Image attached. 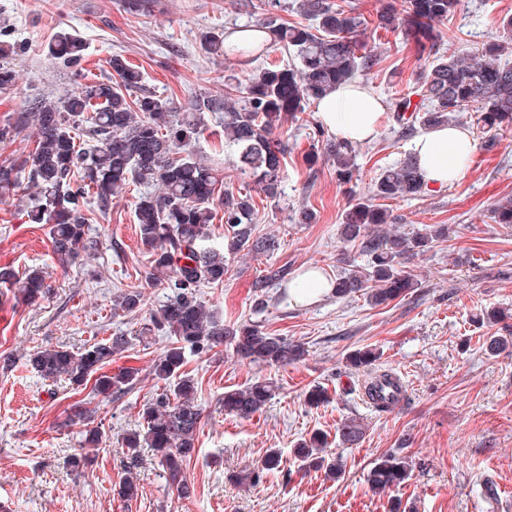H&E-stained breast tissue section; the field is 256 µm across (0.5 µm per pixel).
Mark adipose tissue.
<instances>
[{
  "mask_svg": "<svg viewBox=\"0 0 512 512\" xmlns=\"http://www.w3.org/2000/svg\"><path fill=\"white\" fill-rule=\"evenodd\" d=\"M386 104L366 86L349 83L317 102L321 125L338 140L351 144L373 140L379 130ZM476 144L468 129L451 124L425 130L416 136L413 153L427 185L445 187L467 173ZM322 271L307 266L291 282L288 294L293 305L306 307L332 293Z\"/></svg>",
  "mask_w": 512,
  "mask_h": 512,
  "instance_id": "obj_1",
  "label": "adipose tissue"
}]
</instances>
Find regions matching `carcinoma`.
<instances>
[{"instance_id": "carcinoma-1", "label": "carcinoma", "mask_w": 512, "mask_h": 512, "mask_svg": "<svg viewBox=\"0 0 512 512\" xmlns=\"http://www.w3.org/2000/svg\"><path fill=\"white\" fill-rule=\"evenodd\" d=\"M459 0H401V7L384 3L377 13V28L400 33L416 56L428 53L433 61L409 88L393 99L392 112L400 132L408 136L419 125L425 129L449 123L451 115L468 108L478 112L477 125L487 131L512 126V64L500 60L504 44L512 41V18L502 21L503 36L482 45L476 60L469 62L454 53L440 52L443 36L433 23L454 14ZM268 7L293 10L307 23H290L279 15L257 20L237 29L236 42L213 33L204 38L205 50L217 56L249 64L280 45L293 52L289 64L269 63L245 79L242 95L199 98L183 111L143 85V75L118 56L110 66L118 80L87 81L82 62L84 45L76 36L59 33L48 46L49 55L75 76L74 89L57 98H35L15 121L0 124V142H10L30 129L35 149L21 160L0 163V194H15L30 188L39 199L25 208L28 222L48 226L52 252L68 264L83 253L98 249L89 234L86 195L92 194L100 211L109 210L112 196L131 182L156 185L159 193L138 197L135 215L140 240L151 254V268L169 272L164 288L165 304L151 314L152 329L173 338L155 360V379L167 387L148 400L141 410L143 430L122 437L126 449V477L118 495L128 500L138 494V470L143 467L141 449L153 452L154 462L175 485L179 497L194 493L183 476L195 452L203 412L194 402L193 380L180 373L185 352L202 353L222 344L253 363L285 366L304 359L303 343L273 336L254 323H222L198 298L204 284L224 282V255L242 251L263 254L275 249V240L254 235L255 205L252 195L223 187L218 170L194 153L193 146L205 126L208 112L219 115L224 128V146L237 155L238 169L253 178L266 197L280 196L285 147L271 138V130L289 119H298L310 100L352 80L368 76L380 57L362 40L365 19L352 0H269ZM84 131L93 145L76 144L75 131ZM323 152L311 148L305 157L315 165L320 154L333 161L336 178L348 184L355 175V147L326 140ZM425 189L417 160L410 155L383 170L368 198L351 199L342 214V237L360 242L368 265L350 269L334 282L341 297L361 295L373 305L387 304L418 287L413 275L403 270L408 256L427 251L438 240L448 239L446 224H432L413 234L390 235L378 229L391 220L377 199L415 197ZM224 212L230 228L224 251L210 245L209 227ZM288 276L285 268L269 270L255 281L259 291ZM0 286L14 289V298L30 302L46 293L49 285L38 270L23 276L10 267H0ZM120 306L136 312L143 306L138 289L120 296ZM124 336H114L74 350L68 346L42 348L29 355V366L43 379L60 380L79 388L93 383L92 391L105 398L121 397L133 388L137 371L124 368L112 374L102 369L128 347ZM485 351L498 356L512 347L507 335L486 337ZM380 353L368 347L347 357L349 366L369 376L370 390L394 374L379 369ZM275 388L261 380L242 389L224 392V411L247 419L266 406ZM363 431L359 421L347 419L336 428L343 445H356ZM327 438L321 432L299 443L296 456L305 470L341 472L338 457H327ZM415 463L398 452L375 460L367 482L375 492L405 484Z\"/></svg>"}]
</instances>
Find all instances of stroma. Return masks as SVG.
Returning a JSON list of instances; mask_svg holds the SVG:
<instances>
[{
    "instance_id": "obj_1",
    "label": "stroma",
    "mask_w": 512,
    "mask_h": 512,
    "mask_svg": "<svg viewBox=\"0 0 512 512\" xmlns=\"http://www.w3.org/2000/svg\"><path fill=\"white\" fill-rule=\"evenodd\" d=\"M354 2L369 22L365 39L381 58L379 72L364 83L392 101L415 83L426 63L401 35L374 29L382 0ZM264 14V0H157L145 17L130 15L121 0H0V28L19 47L10 58L16 83L0 90V123L35 97L72 89L69 69L48 54L57 33H72L86 44L89 78L111 77L109 60L119 55L139 67L146 88L184 109L200 96L223 97L228 75L239 70L236 62L207 53L204 35ZM509 15L512 0H463L461 10L436 28L444 49L471 54L501 35V21ZM303 118L273 132L286 146L280 198L252 192L256 232L275 238L276 250L228 258L223 283L203 286L200 293L225 323L257 322L268 333L304 343L308 354L282 367L240 359L224 345L188 355L183 373L194 382L204 418L184 470L195 487L187 499L178 497L150 460L136 499L117 495L124 476L121 438L138 429L139 411L159 387L152 365L171 343L165 335L140 337L165 296L149 275L135 219L144 186L130 184L107 212L91 211L90 234L99 248L69 266L54 256L47 226L26 223L24 198L0 196V266L21 274L42 270L50 286L44 297L23 304L0 288V512H512V353L491 357L482 348L484 336L498 330L485 322L486 313L512 315V224L496 223L493 213L500 200L512 198V131L486 147L476 112L459 113L477 143L466 176L426 188L414 199L387 201L394 231L449 227L447 240L405 261L418 282L415 291L380 306L332 294L298 307L290 304L283 280L266 289L261 307L254 282L268 269L294 274L314 265L333 280L349 265L363 264L359 246L341 238L342 213L352 197L369 195L382 170L408 155L413 142L383 116L376 139L359 144L357 180L347 186L337 180L332 161L304 164L316 141L315 104H308ZM221 132L218 118L209 117L195 149L217 163L225 183L247 189L248 178L220 145ZM303 210L313 212L312 223H298ZM134 285L144 305L130 314L117 301ZM121 335L129 346L113 365L136 368L138 381L117 400L44 381L27 364L30 353L46 346L78 348ZM366 346L378 349L381 364L405 381L398 409L380 412L367 404L361 374L348 369V354ZM257 379L273 381L275 397L250 418L226 414L225 391ZM316 385L329 397L312 407L305 396ZM77 404L90 406L94 420L102 422L98 445L80 447L82 427L68 421ZM349 417L361 422L364 434L346 448L336 439V426ZM316 430L327 433L328 453L343 458L338 476L299 465L294 450ZM272 450L281 457L279 468L258 483L239 484L238 475L260 469ZM393 450L412 458L413 475L400 488L373 492L367 472ZM73 455L84 458V465L66 466ZM487 480L496 485L497 499L483 495Z\"/></svg>"
}]
</instances>
